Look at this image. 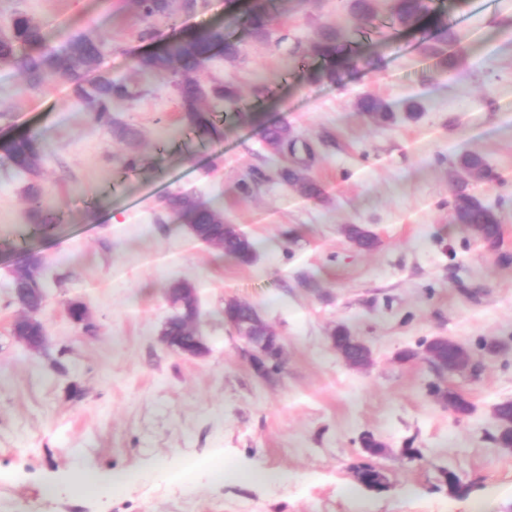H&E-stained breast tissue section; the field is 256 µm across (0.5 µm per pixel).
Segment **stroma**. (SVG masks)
Returning <instances> with one entry per match:
<instances>
[{
    "label": "stroma",
    "instance_id": "obj_1",
    "mask_svg": "<svg viewBox=\"0 0 512 512\" xmlns=\"http://www.w3.org/2000/svg\"><path fill=\"white\" fill-rule=\"evenodd\" d=\"M391 5L377 0L369 23L340 0H275L261 40L239 22L241 6L205 0L144 40L133 0H0V31L22 12L54 45L74 31L99 35L103 55L86 79L134 88L113 115L142 133L139 164L126 168V147L92 122L70 82L32 88L0 64V136L41 134L43 194L60 216L52 235L40 234L26 177L0 164V512H512V452L492 440L495 406L512 401V0L460 9L440 0L438 19L461 36L449 70L419 51L424 32L379 45ZM216 23L242 54L215 51L198 74L239 92L216 106L211 139L185 127L170 78L141 79L134 62ZM329 24L357 62L336 84L315 78L312 44ZM367 93L396 122L358 112ZM265 123L311 145L302 172L321 197L280 179ZM465 152L501 177L469 185L499 206L495 249L451 221V161ZM174 192L220 208L254 242L256 261L238 265L193 238L162 208ZM353 225L376 234L377 248L353 243ZM29 249L44 257L41 350L10 330L19 307L9 284ZM176 281L197 290L205 357L160 340ZM230 300L280 337L285 363L271 378L254 372L245 339L225 323ZM74 301L96 333L71 321ZM340 326L369 346L368 368L337 356L330 336ZM436 336L462 345L476 372L441 374L422 359ZM404 350L418 359L400 361ZM437 387L463 394L471 413L444 408ZM366 433L382 455L364 452ZM368 461L386 491L357 480ZM79 470L128 480L78 496Z\"/></svg>",
    "mask_w": 512,
    "mask_h": 512
}]
</instances>
